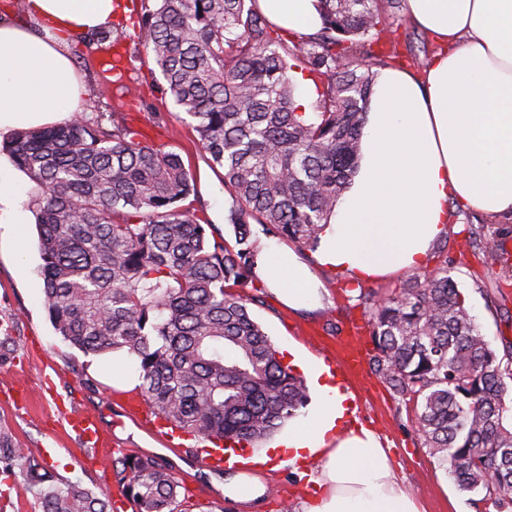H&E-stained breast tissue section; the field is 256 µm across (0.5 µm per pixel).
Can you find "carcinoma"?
<instances>
[{
    "label": "carcinoma",
    "instance_id": "obj_1",
    "mask_svg": "<svg viewBox=\"0 0 512 512\" xmlns=\"http://www.w3.org/2000/svg\"><path fill=\"white\" fill-rule=\"evenodd\" d=\"M322 26L289 40L257 0H140V44L223 170L235 246L179 206L193 190L181 156L147 142L118 112L79 114L0 145L41 189L36 199L44 305L64 341L87 354L124 351L137 393L170 428L260 443L306 405L246 302L230 292L254 274L252 224L315 249L355 168L382 47L401 0H319ZM316 98L295 104L293 73ZM512 227L469 244L502 258ZM375 371L415 403V429L469 503L512 508V381L475 323L452 270L417 274L370 310ZM136 512H176L179 481L156 460L119 458ZM0 464L35 489L39 512H112L109 494L52 483L34 454L0 429Z\"/></svg>",
    "mask_w": 512,
    "mask_h": 512
}]
</instances>
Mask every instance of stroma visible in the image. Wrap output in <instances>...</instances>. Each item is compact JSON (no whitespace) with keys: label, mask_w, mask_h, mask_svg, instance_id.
Returning a JSON list of instances; mask_svg holds the SVG:
<instances>
[{"label":"stroma","mask_w":512,"mask_h":512,"mask_svg":"<svg viewBox=\"0 0 512 512\" xmlns=\"http://www.w3.org/2000/svg\"><path fill=\"white\" fill-rule=\"evenodd\" d=\"M391 35L401 58L399 69L415 74L422 68L412 60L436 44L410 21H396ZM135 21L123 24V36L112 49L80 47L73 61L90 80V97L102 111L124 113L143 137L177 152L190 170L195 190L181 202L212 224L217 235L232 239L227 223L231 201L222 185V173L213 169L196 132L176 117L173 101L162 95L151 76L154 63L139 43ZM482 214L451 203L448 232L433 247L425 270L452 263L454 275L482 333L497 353L512 346V280L500 283L497 267L483 254L472 252L465 241L471 224L484 223ZM42 259L35 225H26L17 254H0V428L16 444L38 454L56 484H76L101 491L116 488V464L100 466L83 457L59 424L61 415L91 411L117 447L131 454L155 458L182 484L184 512H240L220 490L223 471L202 466L212 445L185 436L166 442L152 429L129 418L116 384L117 378L136 374L134 362L113 368L107 356L87 355L57 335L43 302ZM317 276L330 293L319 311L294 312L268 294L259 279H251L240 293L257 297L250 310L276 348L293 345L323 360L342 388L353 393L360 425L374 430L386 449L398 481L418 499L423 512H497L493 505L473 508L461 494L444 465L426 448L413 423V405L379 377L371 359L374 343L367 326L371 303L393 296L411 278L403 273L379 282L353 283L327 269ZM361 325V344L367 357L362 374L347 377L336 360V344L352 325ZM271 495L254 512H302L316 490L315 484L290 466L270 464L263 471ZM34 492L19 471H0V512H34Z\"/></svg>","instance_id":"obj_1"}]
</instances>
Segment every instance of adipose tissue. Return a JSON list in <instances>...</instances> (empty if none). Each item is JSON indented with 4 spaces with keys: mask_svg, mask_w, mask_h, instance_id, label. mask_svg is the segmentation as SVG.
I'll use <instances>...</instances> for the list:
<instances>
[{
    "mask_svg": "<svg viewBox=\"0 0 512 512\" xmlns=\"http://www.w3.org/2000/svg\"><path fill=\"white\" fill-rule=\"evenodd\" d=\"M292 36L315 33L318 0H259ZM409 19L440 50L420 74L381 69L367 105L357 167L320 234L319 266L360 282L417 269L448 232V201L493 218L512 216V0H406ZM123 0H27L24 17L0 7V139L70 121L88 103L70 38L112 24ZM269 291L297 311L318 307L323 283L295 255L256 253ZM315 400L289 422L270 455L242 460L224 496L259 502V468L277 459L314 469L307 512H421L395 478L378 435L350 427L353 396L319 362L305 366Z\"/></svg>",
    "mask_w": 512,
    "mask_h": 512,
    "instance_id": "1",
    "label": "adipose tissue"
}]
</instances>
